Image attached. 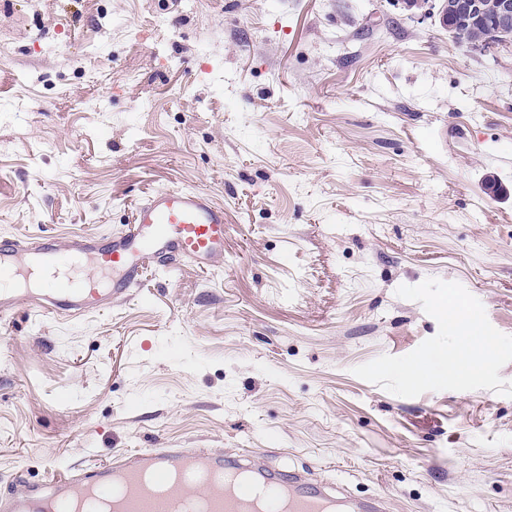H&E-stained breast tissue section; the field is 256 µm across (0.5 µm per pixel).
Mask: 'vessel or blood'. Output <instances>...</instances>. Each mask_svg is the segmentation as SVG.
<instances>
[{
    "label": "vessel or blood",
    "mask_w": 512,
    "mask_h": 512,
    "mask_svg": "<svg viewBox=\"0 0 512 512\" xmlns=\"http://www.w3.org/2000/svg\"><path fill=\"white\" fill-rule=\"evenodd\" d=\"M224 259V207L201 190L161 189L148 195L131 224L115 235L59 241L33 235L0 237V319L26 309L51 318L109 310L132 296L148 267L188 260L200 268ZM123 485L121 512H171L185 497L203 499L208 512H335L338 488L306 470L287 476L255 468L251 457L229 458L208 448H143L115 464L81 475L31 483L19 480L0 499V512H75L83 494L112 497Z\"/></svg>",
    "instance_id": "vessel-or-blood-1"
}]
</instances>
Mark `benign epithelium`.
Instances as JSON below:
<instances>
[{"instance_id":"1","label":"benign epithelium","mask_w":512,"mask_h":512,"mask_svg":"<svg viewBox=\"0 0 512 512\" xmlns=\"http://www.w3.org/2000/svg\"><path fill=\"white\" fill-rule=\"evenodd\" d=\"M440 12H451L472 19H487L497 35L489 37H461L455 30L453 37L461 38L472 51L480 54L489 52L497 45L512 41V0H441Z\"/></svg>"}]
</instances>
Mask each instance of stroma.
I'll return each instance as SVG.
<instances>
[{"label": "stroma", "mask_w": 512, "mask_h": 512, "mask_svg": "<svg viewBox=\"0 0 512 512\" xmlns=\"http://www.w3.org/2000/svg\"><path fill=\"white\" fill-rule=\"evenodd\" d=\"M224 206V262L101 314L0 321V495L141 448L313 467L389 512H512V397L354 375L457 282L512 335V44L408 0H0V236Z\"/></svg>", "instance_id": "1"}]
</instances>
